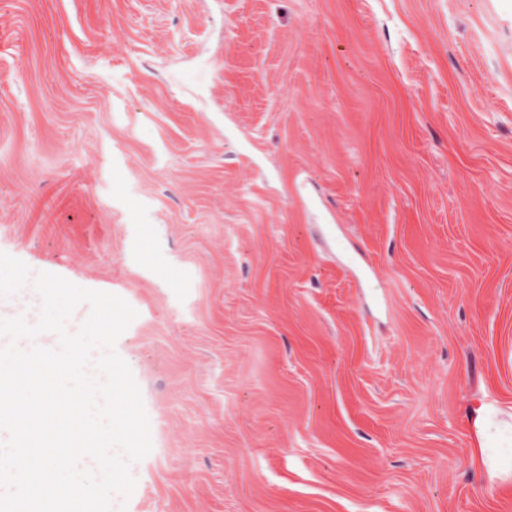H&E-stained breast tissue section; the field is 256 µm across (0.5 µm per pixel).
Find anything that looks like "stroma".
I'll use <instances>...</instances> for the list:
<instances>
[{"mask_svg":"<svg viewBox=\"0 0 512 512\" xmlns=\"http://www.w3.org/2000/svg\"><path fill=\"white\" fill-rule=\"evenodd\" d=\"M0 251L137 313L114 506L512 512V0H0Z\"/></svg>","mask_w":512,"mask_h":512,"instance_id":"stroma-1","label":"stroma"}]
</instances>
